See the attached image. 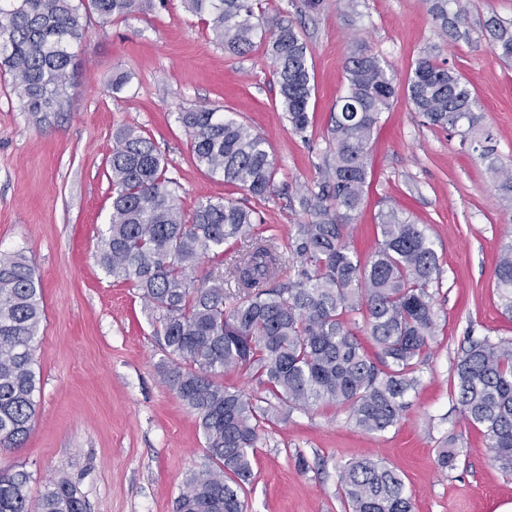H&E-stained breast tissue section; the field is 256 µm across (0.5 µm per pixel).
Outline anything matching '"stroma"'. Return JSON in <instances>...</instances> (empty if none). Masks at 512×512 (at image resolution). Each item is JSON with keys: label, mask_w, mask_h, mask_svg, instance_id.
<instances>
[{"label": "stroma", "mask_w": 512, "mask_h": 512, "mask_svg": "<svg viewBox=\"0 0 512 512\" xmlns=\"http://www.w3.org/2000/svg\"><path fill=\"white\" fill-rule=\"evenodd\" d=\"M261 0L262 28L292 23L308 47L315 94L307 136L293 133L278 102L276 77L258 39L244 58L216 45L182 0H151L109 23L91 19L62 111L22 109L0 78V252L24 251L43 290L35 344L37 413L24 446L0 467L30 476L38 498L68 480L86 512H174L187 475L206 462L194 414L163 382L156 319L131 284L109 276L98 244L112 207L108 158L113 136L136 127L163 154L184 210L205 197L246 196L192 159L178 112L206 106L250 125L272 153L277 183H310L328 153V126L345 85V59L366 46L393 75L397 93L370 142L365 202L350 229L361 258L375 248L379 212L395 209L425 226L439 258L433 290L435 336L419 366L420 385L398 424L370 434L328 404L295 409L267 425L252 460L247 512H345L337 467L372 456L402 476L413 512H497L512 503V473L491 458L482 432L462 419L454 368L467 335L512 339V318L493 287L502 248L512 243V209L486 163L460 138L422 124L406 94L424 53L466 78L512 164V64L493 52L483 23L512 19V0H468L467 37L446 38L427 0ZM129 81L113 91L112 77ZM257 233L287 237L304 221L286 197L262 203ZM457 455L441 469L438 449ZM306 467H298V459Z\"/></svg>", "instance_id": "stroma-1"}]
</instances>
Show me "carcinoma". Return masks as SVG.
<instances>
[{"label": "carcinoma", "instance_id": "carcinoma-1", "mask_svg": "<svg viewBox=\"0 0 512 512\" xmlns=\"http://www.w3.org/2000/svg\"><path fill=\"white\" fill-rule=\"evenodd\" d=\"M441 33L467 35L463 0H429ZM145 0H0V74L9 76L33 114L59 112L77 68L88 15L104 21L143 10ZM205 17L213 40L234 56L248 55L257 25L254 0H184ZM85 12H80V9ZM484 29L497 56L512 62V20L489 17ZM267 55L279 104L291 130L306 137L315 90L307 48L292 25L268 38ZM346 88L330 115L332 161L303 192L275 182L264 138L248 125L199 107L178 113L195 163L240 186L249 198L200 201L181 207L177 182L151 139L132 127L118 130L109 158L112 212L100 244L106 273L132 284L156 313L155 335L168 361L166 386L196 415L207 464L186 479L175 512H247L240 492L266 425L280 414L320 403L345 410L370 433L395 426L420 385L421 356L435 336L430 287L439 259L420 225L389 210L379 214L377 241L361 261L349 239L368 177L369 143L395 94L393 77L367 48L345 62ZM407 95L425 122L458 134L487 162L498 197L512 202V167L487 145L492 134L467 80L431 55L419 57ZM287 195L307 215L287 241L254 231L262 202ZM239 245L228 270L197 286L189 271ZM295 262L287 272L288 262ZM234 288L236 293L226 289ZM495 288L512 314V246L495 271ZM362 317L375 353L355 333ZM44 317L42 288L22 254L0 256V452L20 448L36 415L40 379L34 343ZM234 369L249 375L259 397L219 380ZM464 421L479 429L493 461L512 472V340L469 337L454 371ZM338 479L348 512H412L397 470L366 456L341 465ZM30 475L0 468V512H85L65 480L47 485L36 501Z\"/></svg>", "mask_w": 512, "mask_h": 512}]
</instances>
